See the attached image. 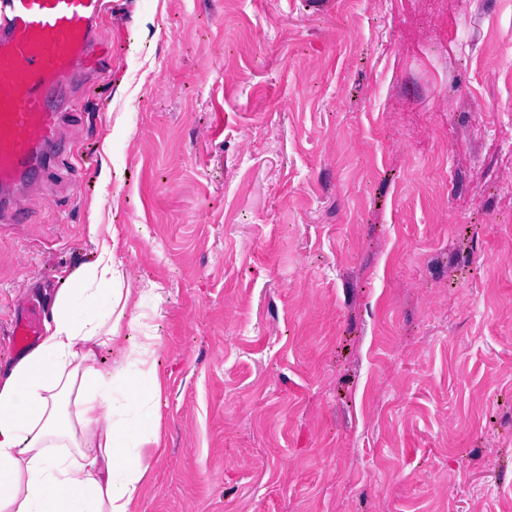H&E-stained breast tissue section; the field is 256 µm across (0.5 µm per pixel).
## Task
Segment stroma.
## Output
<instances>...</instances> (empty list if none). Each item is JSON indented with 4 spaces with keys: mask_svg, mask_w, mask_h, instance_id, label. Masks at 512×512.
Returning a JSON list of instances; mask_svg holds the SVG:
<instances>
[{
    "mask_svg": "<svg viewBox=\"0 0 512 512\" xmlns=\"http://www.w3.org/2000/svg\"><path fill=\"white\" fill-rule=\"evenodd\" d=\"M0 373L117 230L161 284L139 512H512V0H112ZM115 164L103 181L104 141ZM41 332L40 314L35 308H29L11 323L8 345L15 353L24 352L36 342Z\"/></svg>",
    "mask_w": 512,
    "mask_h": 512,
    "instance_id": "1",
    "label": "stroma"
}]
</instances>
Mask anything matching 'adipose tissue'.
Masks as SVG:
<instances>
[{"mask_svg":"<svg viewBox=\"0 0 512 512\" xmlns=\"http://www.w3.org/2000/svg\"><path fill=\"white\" fill-rule=\"evenodd\" d=\"M116 242L69 275L40 342L0 378V512H135L160 446L159 287L127 283ZM111 364H104V355Z\"/></svg>","mask_w":512,"mask_h":512,"instance_id":"obj_1","label":"adipose tissue"}]
</instances>
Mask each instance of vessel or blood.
I'll return each mask as SVG.
<instances>
[{"instance_id":"obj_1","label":"vessel or blood","mask_w":512,"mask_h":512,"mask_svg":"<svg viewBox=\"0 0 512 512\" xmlns=\"http://www.w3.org/2000/svg\"><path fill=\"white\" fill-rule=\"evenodd\" d=\"M109 0H0V223L24 214L15 193L39 184L56 161L65 113L81 110L64 88L112 67L100 23ZM42 332L30 308L10 326L9 347L24 352Z\"/></svg>"}]
</instances>
